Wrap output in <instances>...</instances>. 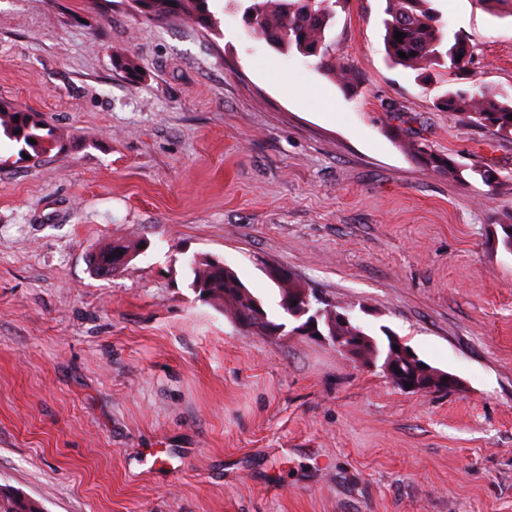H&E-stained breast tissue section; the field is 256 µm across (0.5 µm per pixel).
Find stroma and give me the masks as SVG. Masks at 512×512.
<instances>
[{"mask_svg": "<svg viewBox=\"0 0 512 512\" xmlns=\"http://www.w3.org/2000/svg\"><path fill=\"white\" fill-rule=\"evenodd\" d=\"M385 0H338L313 60L154 21L127 0H0V492L42 512H512V136L436 108L453 87L386 55ZM474 47L464 83L512 92V0H435ZM135 58L139 76L116 67ZM416 139L503 182L433 175ZM121 273L86 256L118 238ZM224 259L277 312L288 269L459 377L419 394L330 342L242 330L191 288ZM16 116H19V122H14ZM14 131H19V134H14ZM1 133L20 144L19 154L22 156V152H25L30 159H38L56 141L53 131L47 128L37 113L17 110L6 104L0 105ZM29 139H34L36 144H31ZM141 244H144L143 241L135 238L118 239L117 241L102 244L87 257L88 267L91 273L96 277L107 278L124 271L130 263L125 267H114L112 265V259L118 265H123L131 259V256L121 251H115L112 257V251L118 247L135 251L138 247H141Z\"/></svg>", "mask_w": 512, "mask_h": 512, "instance_id": "obj_1", "label": "stroma"}]
</instances>
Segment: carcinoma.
<instances>
[{
    "label": "carcinoma",
    "instance_id": "cac0c4a2",
    "mask_svg": "<svg viewBox=\"0 0 512 512\" xmlns=\"http://www.w3.org/2000/svg\"><path fill=\"white\" fill-rule=\"evenodd\" d=\"M212 0H134L133 8L148 19L191 20L211 30L219 21L211 10ZM236 12L247 18L246 32L266 42L275 51L304 58L316 59L318 69L346 91L357 89V77L336 58L329 56L326 37L335 22L338 0H231ZM384 44L390 58L398 65L417 73L442 68L448 75H457L468 69L473 58L469 38L455 31L441 20L432 7V0H387ZM405 33L402 41L395 32ZM404 52L408 58L399 57ZM461 61H456V58ZM444 112L459 115L467 124L512 135V94L489 87L470 91L450 89L436 102ZM0 134L21 145L32 159L43 155L55 141L52 130L34 112H24L12 106L0 105ZM35 143H30V140ZM404 147L430 172L464 182L475 178L495 192L501 186L495 172L486 167L469 170L452 158L437 153L424 143L409 139ZM143 244L139 239L126 238L107 242L87 257L88 267L96 277L107 278L124 271L112 265V251L121 247L137 250ZM192 276L191 286L206 295L210 303L228 317L243 313L255 295L244 285L236 272L224 262L212 263L192 258L188 262ZM0 512H40L38 504L20 496L3 498Z\"/></svg>",
    "mask_w": 512,
    "mask_h": 512
}]
</instances>
